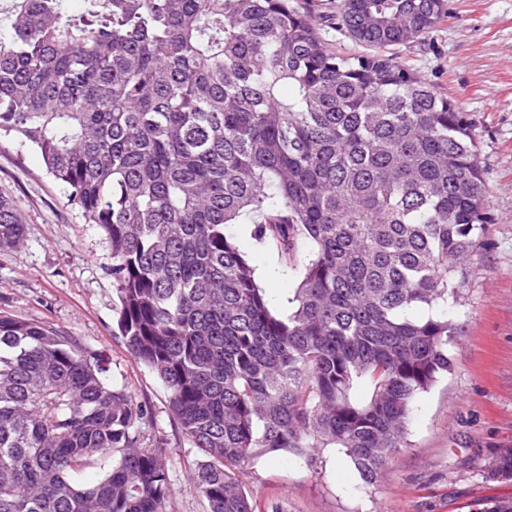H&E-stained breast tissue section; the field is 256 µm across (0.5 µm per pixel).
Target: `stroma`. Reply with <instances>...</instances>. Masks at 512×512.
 <instances>
[{
  "label": "stroma",
  "instance_id": "obj_1",
  "mask_svg": "<svg viewBox=\"0 0 512 512\" xmlns=\"http://www.w3.org/2000/svg\"><path fill=\"white\" fill-rule=\"evenodd\" d=\"M395 55L455 100L480 133L491 223L455 309L453 367L415 397L406 446L374 484L335 448L321 449L313 466L269 455L246 478L256 512L273 502L280 512H476L483 500L512 496V483L483 477L496 451L512 446V0H448L447 18ZM0 193L14 198L27 225L24 243L0 252V311L53 322L107 350L113 375L147 410L146 447L165 456L173 490L166 512H207L191 480L198 450L161 381L117 334L112 255L100 230L68 202L37 151L10 137L0 139ZM229 231L261 286L285 298L297 275L282 273L276 250L246 225Z\"/></svg>",
  "mask_w": 512,
  "mask_h": 512
}]
</instances>
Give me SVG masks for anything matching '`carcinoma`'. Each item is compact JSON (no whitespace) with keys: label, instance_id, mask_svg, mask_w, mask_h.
Listing matches in <instances>:
<instances>
[{"label":"carcinoma","instance_id":"carcinoma-1","mask_svg":"<svg viewBox=\"0 0 512 512\" xmlns=\"http://www.w3.org/2000/svg\"><path fill=\"white\" fill-rule=\"evenodd\" d=\"M0 136L33 147L112 254L117 326L201 453L208 512H256L273 452L338 448L366 484L451 371L491 216L477 128L396 60L446 0H11ZM365 48L334 49L321 26ZM250 224L281 304L227 233ZM27 227L0 194V250ZM359 383L364 402L352 398ZM102 348L0 312V512H166L162 452ZM98 470L93 483L78 475ZM512 481V447L485 472ZM241 249L256 268L259 282L263 288H270L271 293L283 299L287 292L298 284V276L294 272L284 275L281 272L276 250L269 244H259L247 230V224L228 226Z\"/></svg>","mask_w":512,"mask_h":512}]
</instances>
